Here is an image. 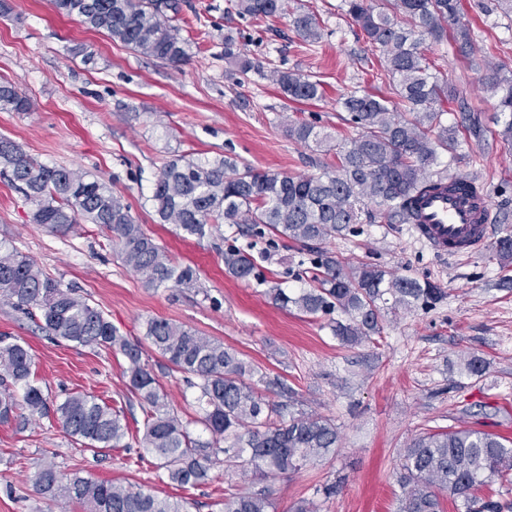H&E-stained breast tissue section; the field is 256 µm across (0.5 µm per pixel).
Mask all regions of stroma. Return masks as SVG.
Returning <instances> with one entry per match:
<instances>
[{
  "label": "stroma",
  "instance_id": "obj_1",
  "mask_svg": "<svg viewBox=\"0 0 512 512\" xmlns=\"http://www.w3.org/2000/svg\"><path fill=\"white\" fill-rule=\"evenodd\" d=\"M0 15V77L31 99L28 112L0 111V136L51 166L86 172L121 196L137 223L198 275L189 288H149L125 267L112 243L94 224L64 233L33 223V205L0 177V241L15 246L63 285L75 288L131 340H143L149 319L195 329L236 351L265 376L270 400L290 411L331 418L340 441L335 454L300 472L257 480L270 488L277 512L311 500L317 512H397V481L405 448L424 432L448 427L480 428L512 438V265L502 266L493 244L464 255L432 251L408 224L362 219L351 232L325 242L342 261H363L418 281H431L447 297L431 308L414 306L389 317L381 337L347 347L332 335L328 317L308 316L272 304L266 284L243 282L224 270L225 238L251 245L259 269L280 287L302 285L313 249L287 239L275 245L248 241L232 224L203 238H182L161 223L149 197L162 164L184 156L194 160L230 157L259 172L315 174L334 166V154L288 136L293 121L314 123L339 140L354 131L343 120V94L391 96L377 77L378 54L341 10L342 0H288L273 19L239 15L230 0H182L176 22L186 44L185 61L165 64L131 51L106 33L58 15L50 0H7ZM481 0H463L472 26L475 58H488L512 71V18L484 15ZM313 11L323 29L319 44L302 48L291 18ZM253 60L273 59L281 69L323 83L322 99L288 100L257 73H240L224 60V37ZM426 55L440 79L454 85L461 109L491 120L497 97L483 90L479 72L458 55L452 41L428 45ZM449 173L477 179L490 194L495 236L512 232V150L494 134H461ZM0 334L22 338L32 348V378L53 398L73 392L95 395L122 409L130 432L144 416L123 376L122 355L101 347L49 339L35 323L0 298ZM146 357L169 400L192 433L195 393L183 374L155 351ZM478 358L485 371L474 376L466 362ZM65 473L115 483H138L158 495L185 498L191 512H217L239 477L216 466L195 487L161 482L150 461L135 452L87 450L43 418L23 430L0 425V512H83L80 504L39 495L27 477L43 462ZM334 494H325L326 485Z\"/></svg>",
  "mask_w": 512,
  "mask_h": 512
}]
</instances>
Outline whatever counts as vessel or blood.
<instances>
[{
	"label": "vessel or blood",
	"instance_id": "1",
	"mask_svg": "<svg viewBox=\"0 0 512 512\" xmlns=\"http://www.w3.org/2000/svg\"><path fill=\"white\" fill-rule=\"evenodd\" d=\"M415 231L440 254L472 253L493 234V218L487 200L473 201L447 188L422 195L416 205Z\"/></svg>",
	"mask_w": 512,
	"mask_h": 512
}]
</instances>
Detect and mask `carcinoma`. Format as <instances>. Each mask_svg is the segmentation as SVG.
Segmentation results:
<instances>
[{
    "label": "carcinoma",
    "mask_w": 512,
    "mask_h": 512,
    "mask_svg": "<svg viewBox=\"0 0 512 512\" xmlns=\"http://www.w3.org/2000/svg\"><path fill=\"white\" fill-rule=\"evenodd\" d=\"M55 11L77 17L107 32L134 52L164 63L185 60V42L172 24L181 0H51ZM345 12L362 29L367 43L381 55L380 78L387 81L399 106L352 91L344 98L348 123L357 134L331 143L315 126L298 122L288 136L306 146L315 143L336 154V169L292 176L256 172L228 158L165 162L155 174L151 201L159 219L188 236L203 237L218 221L244 224L251 237L269 234L303 246L321 244L358 224L365 208L370 221L411 224L416 202L447 178L438 169L444 155L455 158L457 130L445 124L444 104L456 89L431 72L424 44L452 37L456 51L489 73L479 81L498 96V136L512 147V78L499 65L473 60L470 25L461 21V0H343ZM237 13L254 19L275 18L284 0H235ZM292 25L304 44L323 38V28L310 12L293 14ZM235 39L224 37V58L238 61L243 74L263 66L241 59ZM270 79L291 100L316 99L320 84L308 75L270 70ZM0 110L28 112L31 101L7 80H0ZM461 127L475 138L485 133L481 115L464 112ZM34 205L33 222L65 232L86 219L107 232L123 264L151 288L169 283L188 287L196 270L180 266L165 247L145 234L124 200L96 179L79 171L48 166L24 154L0 136V175ZM495 256L512 262V234L496 241ZM224 270L240 280L267 281L254 257L236 245L224 249ZM309 287L290 293L273 285L267 295L281 309L330 317L333 336L356 346L382 334L384 307L395 312L417 302L433 306L446 293L426 281L395 275L371 263L352 264L322 251L303 271ZM0 297L30 316L47 336L80 346H102L121 354L129 391L144 415L142 435L129 443L123 412L74 393L63 401L31 381L33 358L18 337L0 334V423L26 424L53 418L63 433L90 450L139 448L149 455L168 482L181 488L209 479L219 462L234 468L244 481L296 473L334 452L340 440L329 418L305 412L282 414L252 381L246 366L224 344L163 319L146 323L145 337L169 365L187 375L196 390L194 423L209 433L193 435L171 404L141 343L120 333L103 311L76 295L74 289L45 273L31 258L0 244ZM338 313L342 318H333ZM512 475V441L469 428L428 432L405 449L401 462L400 512H441V497L461 502L472 512V490ZM29 481L36 492L64 498L85 512H189L185 502L160 497L136 484L98 482L78 473L64 475L53 462L42 465ZM221 512H275L269 491L241 488L224 493Z\"/></svg>",
    "instance_id": "obj_1"
}]
</instances>
